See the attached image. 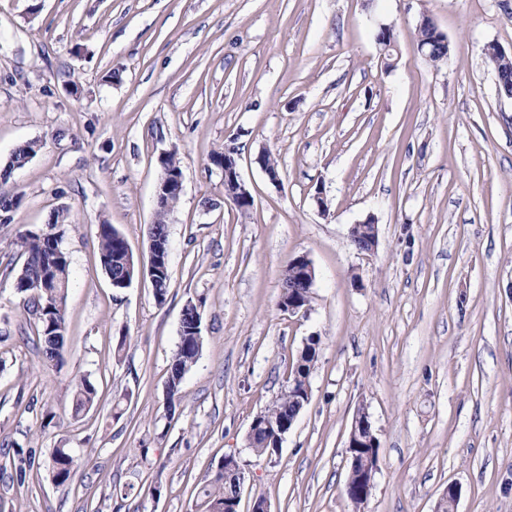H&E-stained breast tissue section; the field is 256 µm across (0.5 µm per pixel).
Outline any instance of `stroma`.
<instances>
[{"instance_id": "stroma-1", "label": "stroma", "mask_w": 512, "mask_h": 512, "mask_svg": "<svg viewBox=\"0 0 512 512\" xmlns=\"http://www.w3.org/2000/svg\"><path fill=\"white\" fill-rule=\"evenodd\" d=\"M425 16L448 39L436 66L418 47ZM490 43L512 55L499 0H0V169L41 144L0 179L22 197L0 227V512H204L198 491L228 453L245 472L239 512L259 497L271 512H437L451 483L457 512H512V99ZM230 141L246 211L210 160ZM171 150L183 193L160 305L148 279L112 287L96 236L107 220L145 253ZM61 207L70 287L63 361L50 365L15 288V241ZM369 216L371 257L349 237ZM299 255L315 268L313 300L291 315L278 302ZM190 303L203 348L169 415ZM311 336L310 400L279 458L256 460L249 426ZM82 374L98 400L76 417L66 394ZM360 407L380 455L358 510L345 481ZM61 447L79 458L63 486L51 477ZM21 449L36 458L22 486ZM129 483L137 494L120 498ZM499 52L507 58L508 55L496 44H488L484 48V54L496 72L497 88L501 96L512 98V58L508 57V63L500 57Z\"/></svg>"}]
</instances>
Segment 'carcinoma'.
<instances>
[{
	"label": "carcinoma",
	"instance_id": "1",
	"mask_svg": "<svg viewBox=\"0 0 512 512\" xmlns=\"http://www.w3.org/2000/svg\"><path fill=\"white\" fill-rule=\"evenodd\" d=\"M419 46L422 47L423 59L429 64H437L448 57L449 44L447 37L435 25L418 27ZM484 54L496 72L497 88L500 95L512 98V58L505 60L499 55L497 45L488 44ZM37 153V143L28 142L17 147L11 154L4 167L3 176H8L14 167L25 166ZM180 197L171 195L165 199L163 206L155 214L154 226L157 234L168 238L167 218L169 212L178 204ZM21 196L0 192V227L12 223V213L19 207ZM98 238L99 259L106 275L120 280L125 277L126 238L107 221L99 224ZM19 246L28 260L27 278H37L50 267L56 268L52 283L55 287L50 292L55 295L57 304L52 306L44 319L36 322V331L41 340L47 361L57 364L63 361V345L66 330V294L69 287L70 258L64 249L57 251L45 246L40 238L31 231H26L19 237ZM293 298L302 307H308L312 301L311 289L303 286L293 263H288L283 272L281 301L278 307L288 304V298ZM190 321L184 322L180 328L179 341L173 353L165 387V403L168 412L172 413L181 405V384L185 374L197 362L202 351V336H192L186 330ZM320 339L316 336L308 338L301 348L291 370L289 380L294 385L285 387L279 396L264 411V417L269 422H280L298 414L308 404V392L305 386L310 384L312 370L315 367ZM97 390L94 383L86 376L74 379L68 392L72 413L76 416L94 405ZM278 434L275 429H258L247 435L248 448L259 460L271 462L279 457L280 449L275 447ZM18 463L14 465L15 475L19 482H24L27 473L35 466L33 454L17 452ZM53 481L64 485L70 481L78 465L77 460L67 448L54 449ZM238 488L237 474L224 471V465L213 479L199 490L204 498L206 512H226L224 504L234 499Z\"/></svg>",
	"mask_w": 512,
	"mask_h": 512
}]
</instances>
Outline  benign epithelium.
Here are the masks:
<instances>
[{"label": "benign epithelium", "mask_w": 512, "mask_h": 512, "mask_svg": "<svg viewBox=\"0 0 512 512\" xmlns=\"http://www.w3.org/2000/svg\"><path fill=\"white\" fill-rule=\"evenodd\" d=\"M239 153H224V197L230 199L234 204L240 205L253 200L252 194L239 173ZM350 239L362 238L367 242L366 248L361 254L370 256L375 253L378 245V224L371 216L365 221L354 224L350 228ZM293 263L299 268L302 277V283L307 287H312L315 279V269L310 259L301 255L293 260ZM165 259L149 252L148 263H143V259H137V276L155 279L158 275L165 272ZM23 287L27 288L25 300L42 302L43 308H48L50 304V294L46 293L48 287V278H39L37 280H26ZM347 447L350 448L351 455L349 471H359L357 480L348 483V498L357 504H365L372 494L374 480L371 475L378 470L379 451L376 432L368 413L361 407L355 411L350 425Z\"/></svg>", "instance_id": "7a95c632"}]
</instances>
